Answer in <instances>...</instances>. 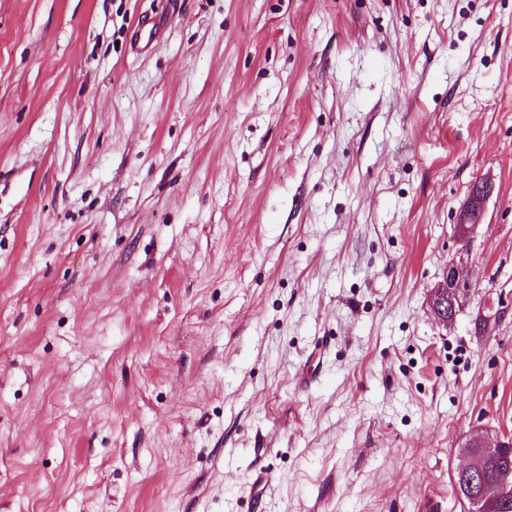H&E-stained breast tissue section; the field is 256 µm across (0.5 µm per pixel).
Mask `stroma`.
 I'll return each mask as SVG.
<instances>
[{
  "label": "stroma",
  "instance_id": "35a3bbf8",
  "mask_svg": "<svg viewBox=\"0 0 512 512\" xmlns=\"http://www.w3.org/2000/svg\"><path fill=\"white\" fill-rule=\"evenodd\" d=\"M481 433L512 0H0V512H463ZM477 182L476 187L469 194L460 221L455 226L458 236L462 238H469L479 226L482 207L491 193L490 182L482 179ZM470 287L463 267L448 263L442 280L432 289L430 307L436 319L445 326L454 321L462 306V298Z\"/></svg>",
  "mask_w": 512,
  "mask_h": 512
}]
</instances>
